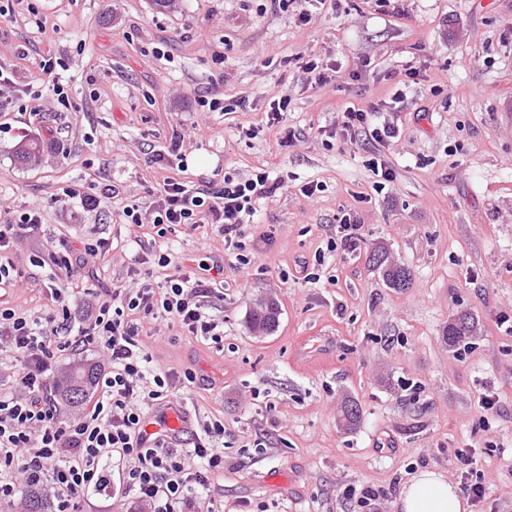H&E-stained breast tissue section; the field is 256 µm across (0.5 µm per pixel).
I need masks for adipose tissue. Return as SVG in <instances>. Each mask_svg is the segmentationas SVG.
I'll return each mask as SVG.
<instances>
[{"instance_id":"ef3b65f1","label":"adipose tissue","mask_w":512,"mask_h":512,"mask_svg":"<svg viewBox=\"0 0 512 512\" xmlns=\"http://www.w3.org/2000/svg\"><path fill=\"white\" fill-rule=\"evenodd\" d=\"M397 507L399 512H466L467 503L443 472L421 469L403 485Z\"/></svg>"}]
</instances>
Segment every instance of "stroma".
<instances>
[{
    "label": "stroma",
    "mask_w": 512,
    "mask_h": 512,
    "mask_svg": "<svg viewBox=\"0 0 512 512\" xmlns=\"http://www.w3.org/2000/svg\"><path fill=\"white\" fill-rule=\"evenodd\" d=\"M309 53L342 81L311 87L294 63ZM47 55L69 65L71 105L35 116L0 95V222L22 205L44 213L12 255L24 272L60 241L111 240L93 276L72 284L76 312L84 289L161 280L150 263L131 276L120 215L148 205L173 131L185 135L183 180L219 188L265 170L284 181L244 227L247 263L209 227L169 236L184 269L224 258V296L208 309L224 322L223 348L162 319L144 327L155 366L201 379L180 406L224 421V470L203 500L219 512H366L375 490L398 512L411 474L461 482L454 452L471 448L486 495L469 512H512V0H335L305 26L268 0H22L0 22V65L18 88L40 91ZM354 70L361 81L348 80ZM214 96L229 113L202 107ZM283 96L287 112L268 125L269 101ZM370 98L381 103L372 123L397 136L331 137L337 106ZM26 138L41 145L28 164L16 156ZM108 181L119 194L96 211L55 200L67 185ZM310 182L320 189L309 198ZM346 213L362 240L329 250ZM379 246L411 270V288H388L369 266ZM261 299L280 307L262 337L248 322ZM463 312L477 329L448 347L442 330ZM488 391L497 409L480 408ZM349 402L361 410L351 429ZM106 475L82 512H139L118 466Z\"/></svg>",
    "instance_id": "1"
}]
</instances>
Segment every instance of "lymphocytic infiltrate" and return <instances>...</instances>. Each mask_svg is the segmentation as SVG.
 <instances>
[{"mask_svg":"<svg viewBox=\"0 0 512 512\" xmlns=\"http://www.w3.org/2000/svg\"><path fill=\"white\" fill-rule=\"evenodd\" d=\"M368 108L345 105L338 130L353 140L369 136L383 144L395 137L393 126H375ZM283 181L261 171L246 180L225 177L220 189L164 177L152 193L151 220L143 222L139 205L126 206L122 215L129 236L167 237L176 227L190 230L210 225L224 239L228 251L243 250L242 228L252 223L259 201L275 196ZM43 222L39 207L26 206L13 220L0 225V290L15 287L19 271L10 255L24 234ZM112 249L107 238L87 239L79 247H52L32 259V266L50 269L46 288L54 303L52 314L36 319L0 301V348L13 355L9 386L0 387V506L23 500L25 488L47 491L54 512H79L82 496L104 484L107 461L121 464L126 489L146 505L147 512H196L199 491L209 473L224 468V422H203L200 432L175 446L166 435L146 434V411L172 407L173 384H196L191 371L175 375L152 368L153 357L140 339L146 319L163 318L187 335L222 345L219 320L207 314L212 299L223 297V286L174 264L170 251L154 254L165 269L162 282L113 291L111 298H96L81 320H74L66 291L85 262ZM97 349L108 365L86 408L79 416L64 418L54 394L57 361L61 352L83 346Z\"/></svg>","mask_w":512,"mask_h":512,"instance_id":"obj_1","label":"lymphocytic infiltrate"}]
</instances>
